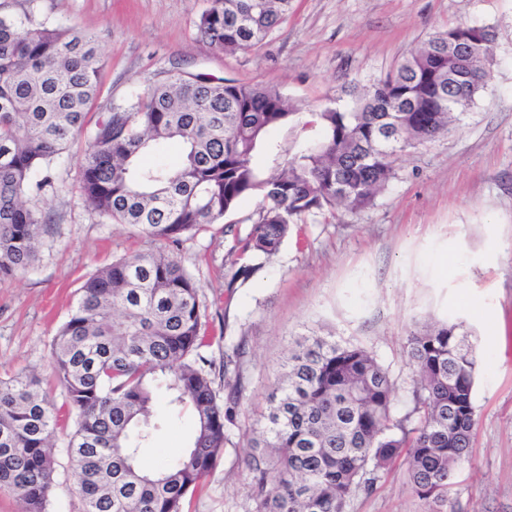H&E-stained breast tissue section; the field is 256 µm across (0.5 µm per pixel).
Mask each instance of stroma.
Masks as SVG:
<instances>
[{
    "mask_svg": "<svg viewBox=\"0 0 512 512\" xmlns=\"http://www.w3.org/2000/svg\"><path fill=\"white\" fill-rule=\"evenodd\" d=\"M207 6L208 0H0V17L101 34L104 64L88 107L90 128L175 65L276 88L301 113L270 131L256 154L265 173L318 138L312 111L339 105L344 87L384 78L435 32L492 27V79L451 133L401 157L373 205L306 216L269 258L240 250L258 219L254 199L176 246L99 216L78 188V158L87 145L79 136L51 165L54 190L28 198L49 218L36 262L0 279V377L35 374L48 398L63 406L51 342L83 281L129 253L173 251L202 286L210 338L202 353L214 364L220 400L231 392L225 356H236L241 375L224 455L184 512H248L247 439L261 425L293 335L318 328L370 351L397 386L401 417L412 406L410 332L427 320L461 322L479 347L475 427L469 459L457 468L447 499L413 494L399 458L379 470L372 491L352 497L348 512H512V0H294L292 15L266 44L235 54L202 41L198 24ZM240 265L250 266V276L232 280ZM74 422L60 417L47 512H84L66 451ZM191 433L189 410L170 417L143 464L178 457Z\"/></svg>",
    "mask_w": 512,
    "mask_h": 512,
    "instance_id": "obj_1",
    "label": "stroma"
}]
</instances>
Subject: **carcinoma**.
Listing matches in <instances>:
<instances>
[{"instance_id":"1","label":"carcinoma","mask_w":512,"mask_h":512,"mask_svg":"<svg viewBox=\"0 0 512 512\" xmlns=\"http://www.w3.org/2000/svg\"><path fill=\"white\" fill-rule=\"evenodd\" d=\"M292 9L293 0H210L199 30L218 51H251ZM459 40L468 55L448 51ZM100 41L0 18V279L36 260L47 224L27 196L53 186L51 163L84 128ZM493 42L489 29L468 25L430 36L385 78L349 88L347 106L311 113L320 138L267 174L254 155L298 107L273 87L174 73L89 131L80 193L100 215L172 243L256 197L259 218L243 249L272 255L305 216L372 205L404 153L449 131L491 80ZM170 140L183 147L180 164L146 165L151 147ZM200 291L174 253L131 254L88 277L54 336L52 367L76 413L67 453L85 512H183L223 454L240 377L220 402L201 353ZM407 347L408 430L373 354L314 331L295 340L250 440V512H347L350 497L373 486L371 474L401 455L414 494L448 498L471 448L477 345L462 325L443 322L413 332ZM160 389L170 412L190 410L193 430L178 458L146 467L142 449L163 426ZM57 425L36 377L0 379V492L20 512H45Z\"/></svg>"}]
</instances>
